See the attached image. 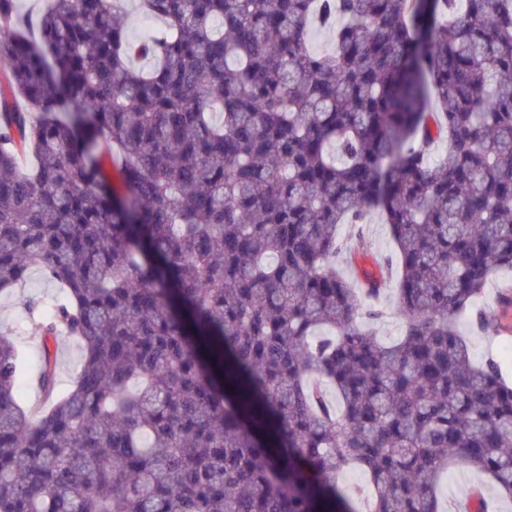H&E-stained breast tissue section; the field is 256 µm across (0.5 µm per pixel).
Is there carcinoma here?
Masks as SVG:
<instances>
[{
    "instance_id": "1",
    "label": "carcinoma",
    "mask_w": 512,
    "mask_h": 512,
    "mask_svg": "<svg viewBox=\"0 0 512 512\" xmlns=\"http://www.w3.org/2000/svg\"><path fill=\"white\" fill-rule=\"evenodd\" d=\"M122 4L0 0V292L66 289L42 403L0 329V512H441L459 464L512 498V382L458 330L512 269V0H140L139 43ZM373 212L391 341L336 265ZM138 0H129L126 9L129 18L131 38L138 41L144 40L159 26V22L153 19H146L140 15L137 8ZM359 233L370 242V248L365 254L352 253L350 256L343 252L339 268L357 288H366L367 274L385 282V289L376 303L384 314L374 328L380 336L395 338L400 334L402 316L397 308V261L388 226L379 214L373 213L366 224H343L340 228V237L348 247ZM342 259L344 261H340ZM61 367L59 372V387L67 386L71 374L79 363V355L76 346L69 340L59 338L57 341Z\"/></svg>"
}]
</instances>
